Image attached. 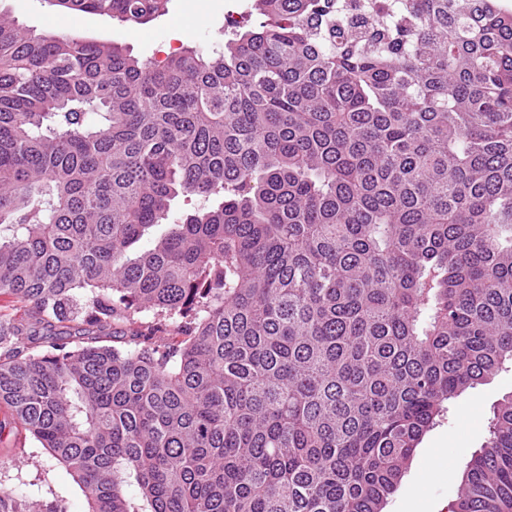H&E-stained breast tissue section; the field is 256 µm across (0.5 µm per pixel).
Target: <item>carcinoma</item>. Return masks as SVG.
<instances>
[{"instance_id":"carcinoma-1","label":"carcinoma","mask_w":512,"mask_h":512,"mask_svg":"<svg viewBox=\"0 0 512 512\" xmlns=\"http://www.w3.org/2000/svg\"><path fill=\"white\" fill-rule=\"evenodd\" d=\"M51 3L145 25L168 0ZM250 13L221 55L162 64L0 13V295L151 315L131 348L0 330V406L90 512H383L512 365V12ZM488 429L448 512H512V395ZM0 512L63 509L1 487Z\"/></svg>"}]
</instances>
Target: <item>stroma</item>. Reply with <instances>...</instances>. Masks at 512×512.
Instances as JSON below:
<instances>
[{
	"mask_svg": "<svg viewBox=\"0 0 512 512\" xmlns=\"http://www.w3.org/2000/svg\"><path fill=\"white\" fill-rule=\"evenodd\" d=\"M249 9L250 0H169L166 14L130 26L107 16L65 12L50 0H0V12L33 33L112 39L132 56L156 62L176 53L185 42L213 56L222 53L230 33L227 15ZM510 394L512 368L468 389L423 437L385 512H448L467 463L487 440L494 405ZM0 487L30 500L59 503L65 512L89 510L66 468L38 442L20 435L0 436Z\"/></svg>",
	"mask_w": 512,
	"mask_h": 512,
	"instance_id": "35a3bbf8",
	"label": "stroma"
}]
</instances>
